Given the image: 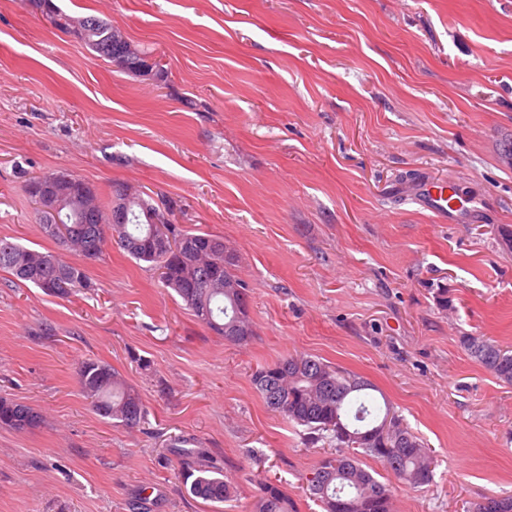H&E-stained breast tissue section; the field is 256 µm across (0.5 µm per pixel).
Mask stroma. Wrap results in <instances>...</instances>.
<instances>
[{
  "instance_id": "stroma-1",
  "label": "stroma",
  "mask_w": 512,
  "mask_h": 512,
  "mask_svg": "<svg viewBox=\"0 0 512 512\" xmlns=\"http://www.w3.org/2000/svg\"><path fill=\"white\" fill-rule=\"evenodd\" d=\"M54 2L167 74L117 69L0 0V237L57 250L30 177L68 170L105 203L128 185L234 250L254 334L225 341L113 243L67 299L0 271V397L43 417L0 428V512H217L186 491L182 448L218 461L234 512L266 478L321 512L320 444L251 383L289 354L367 379L432 449L433 484H394V512L512 495V386L462 344L512 348V0ZM422 178L479 213L440 223L413 200ZM89 359L139 391L144 424L93 410Z\"/></svg>"
}]
</instances>
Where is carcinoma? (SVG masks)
<instances>
[{
  "label": "carcinoma",
  "instance_id": "1",
  "mask_svg": "<svg viewBox=\"0 0 512 512\" xmlns=\"http://www.w3.org/2000/svg\"><path fill=\"white\" fill-rule=\"evenodd\" d=\"M80 42L96 57L112 61L121 54L130 63L128 71L139 72L149 64L154 75H165L164 66L150 52L131 41H120L110 35L112 24L95 16L82 17ZM60 183L86 190L94 202V215L76 219L75 213L63 207L61 223L42 224L44 236L57 241L63 250L89 260H96L103 249L85 255L96 242L113 240L138 261L160 271L159 280L175 291L186 308L201 323L232 344L250 340L253 332L238 336L237 323H249L245 283L236 272V264L224 268V239L203 231H183L175 225L156 224L152 210L143 206L145 198L130 202L127 221L112 224L109 208L98 201L97 192L84 179L68 172H55ZM184 236L194 245L199 256L192 258L160 251L154 244L158 234ZM0 271L12 274L22 283H30L47 295L68 298L80 289L90 287L85 266L66 260L59 252L28 249L9 238H0ZM234 287H224V280ZM469 355L489 370L502 383L512 386V350L487 339L463 337ZM79 382L86 398L103 417L134 428L145 422L146 410L140 395L111 365L88 360L78 370ZM252 384L267 407L288 422L310 431L311 440L324 442L330 451L324 453L306 478V489L323 512H392V487L365 469L362 459L378 460L398 482L413 488L434 481L436 459L431 449L395 416L396 427L386 434L375 433L393 406L379 401L375 386L356 375L343 374L336 367L304 355H288L272 364L262 365L252 374ZM41 416L32 407L0 397V427L26 431L38 427ZM184 482L189 493L204 501L224 504L236 500L230 482L224 480L223 469L217 467L201 451L185 449ZM253 512H295L288 494L277 484L259 482ZM474 512H512V496L486 499V507Z\"/></svg>",
  "mask_w": 512,
  "mask_h": 512
}]
</instances>
